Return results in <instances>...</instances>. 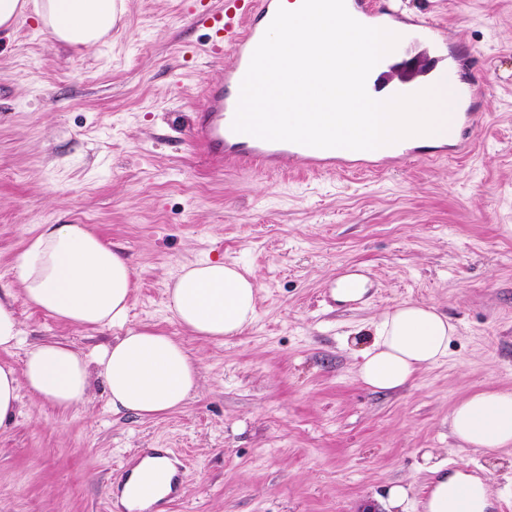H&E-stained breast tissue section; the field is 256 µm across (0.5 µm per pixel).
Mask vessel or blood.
Returning <instances> with one entry per match:
<instances>
[{"label": "vessel or blood", "instance_id": "b4317fda", "mask_svg": "<svg viewBox=\"0 0 512 512\" xmlns=\"http://www.w3.org/2000/svg\"><path fill=\"white\" fill-rule=\"evenodd\" d=\"M282 3L283 0H224L221 7L199 16L211 32L210 53L219 55L228 49L234 57L233 64L208 86L209 107L196 117V136L205 148L207 161L214 168L242 167L256 160L276 170L294 167L315 171L336 165L334 150L267 141L235 132L232 128L240 85L252 53ZM350 7L357 20L364 25L388 26L396 29L402 37L412 26L436 42L446 40L445 28L407 18L397 0H350ZM182 485V475L178 472L172 475L165 487L148 482L134 483L138 504L132 512H143L142 506L147 502L155 508L169 504L180 496Z\"/></svg>", "mask_w": 512, "mask_h": 512}]
</instances>
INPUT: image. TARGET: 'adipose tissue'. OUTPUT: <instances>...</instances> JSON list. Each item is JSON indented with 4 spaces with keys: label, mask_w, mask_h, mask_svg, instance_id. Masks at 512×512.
I'll return each mask as SVG.
<instances>
[{
    "label": "adipose tissue",
    "mask_w": 512,
    "mask_h": 512,
    "mask_svg": "<svg viewBox=\"0 0 512 512\" xmlns=\"http://www.w3.org/2000/svg\"><path fill=\"white\" fill-rule=\"evenodd\" d=\"M69 52L99 46L117 20L116 0H0V32L26 14ZM15 287L0 292V350L25 347L22 368L0 364V428L14 420L22 392L70 410L90 398L93 379L105 386L113 412L154 418L183 407L199 387V364L181 341L128 326L133 269L121 251L89 224H43L16 256ZM253 274L224 261L183 265L166 285L165 305L190 333L221 340L240 334L257 315ZM51 317L93 331L118 329L112 342L85 352L59 342L26 345L15 298ZM455 324L435 307L403 302L383 313L360 351V381L381 392L410 383L448 358ZM449 428L460 448L512 447V390L487 387L452 409ZM422 467L433 476L425 512H489L492 490L467 467L449 468L431 452Z\"/></svg>",
    "instance_id": "ef3b65f1"
}]
</instances>
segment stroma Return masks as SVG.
I'll return each instance as SVG.
<instances>
[{"label": "stroma", "instance_id": "35a3bbf8", "mask_svg": "<svg viewBox=\"0 0 512 512\" xmlns=\"http://www.w3.org/2000/svg\"><path fill=\"white\" fill-rule=\"evenodd\" d=\"M447 28L445 50L415 34L391 59L460 55L454 81L484 85L467 154L381 170L283 174L208 166L191 135L225 63L189 0H125L97 49L77 56L34 18L0 37V283L43 224H91L134 269L128 323L180 339L199 361L187 404L145 419L112 411L101 381L62 410L22 393L0 429V512H121L125 458L167 448L183 464L167 512H386L407 488L423 512L422 454L489 479L491 512H512V449L461 450L449 415L485 387L512 389V0H399ZM222 260L257 278V318L206 341L167 311L185 264ZM363 296L344 301L339 279ZM436 306L457 326L445 363L375 392L354 352L394 305ZM28 344L88 351L111 341L16 300Z\"/></svg>", "mask_w": 512, "mask_h": 512}]
</instances>
